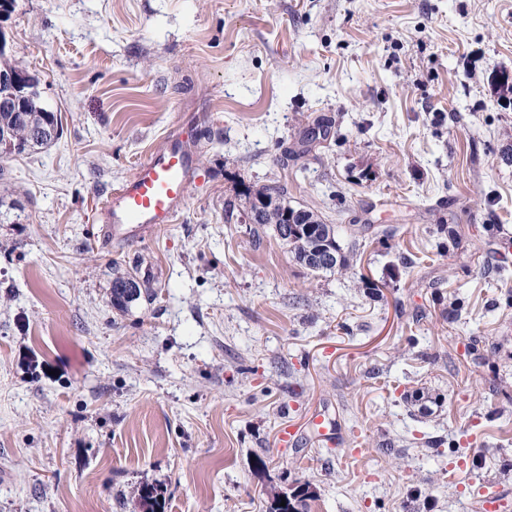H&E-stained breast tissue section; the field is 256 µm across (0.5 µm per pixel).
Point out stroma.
<instances>
[{
    "instance_id": "stroma-1",
    "label": "stroma",
    "mask_w": 512,
    "mask_h": 512,
    "mask_svg": "<svg viewBox=\"0 0 512 512\" xmlns=\"http://www.w3.org/2000/svg\"><path fill=\"white\" fill-rule=\"evenodd\" d=\"M0 31L64 128L0 158V512H140L145 483L167 512L304 485L309 512H479L493 483L512 512V0H16ZM174 137V222L113 240L101 206ZM271 185L347 272L250 234ZM130 271L155 295L119 310ZM126 283H134L137 287V295L134 299L130 300L125 293L119 288ZM142 285L137 278L130 272L123 276H117L112 282V305L113 307L122 310L127 308L128 305L141 297Z\"/></svg>"
}]
</instances>
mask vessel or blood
Wrapping results in <instances>:
<instances>
[{"label":"vessel or blood","instance_id":"b4317fda","mask_svg":"<svg viewBox=\"0 0 512 512\" xmlns=\"http://www.w3.org/2000/svg\"><path fill=\"white\" fill-rule=\"evenodd\" d=\"M191 166L184 142L171 141L152 151L104 207L109 235L125 239L173 223L191 186Z\"/></svg>","mask_w":512,"mask_h":512}]
</instances>
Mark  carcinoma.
Segmentation results:
<instances>
[{
    "mask_svg": "<svg viewBox=\"0 0 512 512\" xmlns=\"http://www.w3.org/2000/svg\"><path fill=\"white\" fill-rule=\"evenodd\" d=\"M29 81L31 93L26 102L27 112L20 115L15 112L0 110V132L3 130L7 132V136L0 139L1 158L8 155H21L47 147L57 141L63 134L61 119L40 104L37 80L31 77ZM241 197H243L242 209L245 212L253 211L256 202L261 199L275 200V205L264 208L255 215L254 223L257 224V227L253 229V234H259V231L266 227L272 228L277 237L290 247L296 262L312 274L341 273L349 268V260L342 252L341 246H336V259L334 263L329 264L317 258L323 238H314L305 233L296 232H291L286 236L282 234V210L288 207V203L278 188L266 186L257 190L250 189L241 194ZM301 218L321 227L324 231V238L336 240V225L324 223L315 210L311 208L301 209ZM126 283L135 284L139 288L137 294H142V291H140L142 285L132 273L129 272L114 278L112 282V306L119 310L128 307L132 303V300L128 299L120 289V286ZM161 496L162 491L154 486L146 485L138 491L140 503L147 507L145 512H165L166 501L159 500Z\"/></svg>",
    "mask_w": 512,
    "mask_h": 512,
    "instance_id": "obj_1",
    "label": "carcinoma"
}]
</instances>
